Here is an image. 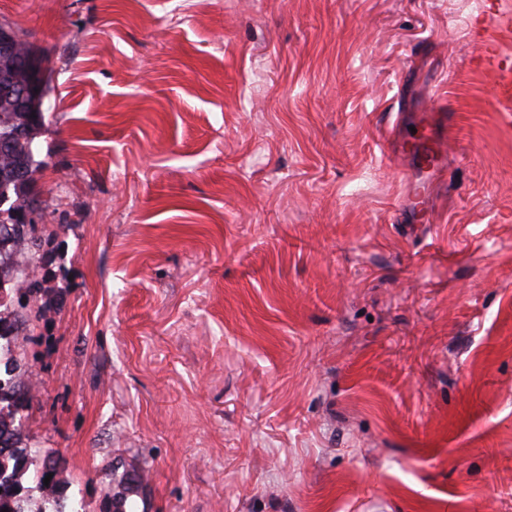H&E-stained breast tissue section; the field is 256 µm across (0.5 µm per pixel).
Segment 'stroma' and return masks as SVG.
Wrapping results in <instances>:
<instances>
[{
  "label": "stroma",
  "instance_id": "stroma-1",
  "mask_svg": "<svg viewBox=\"0 0 512 512\" xmlns=\"http://www.w3.org/2000/svg\"><path fill=\"white\" fill-rule=\"evenodd\" d=\"M0 23L51 78L46 291L13 346L66 512H512V0H0Z\"/></svg>",
  "mask_w": 512,
  "mask_h": 512
}]
</instances>
